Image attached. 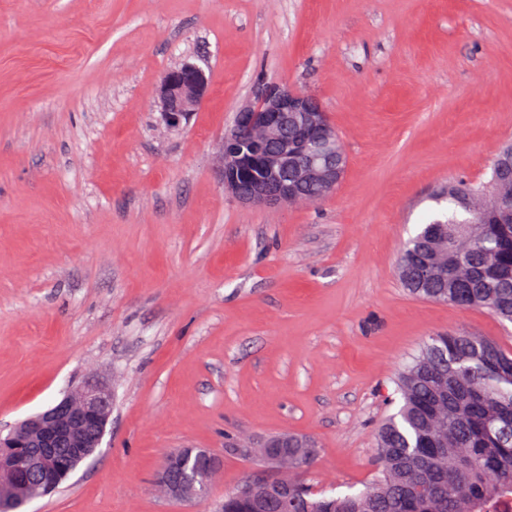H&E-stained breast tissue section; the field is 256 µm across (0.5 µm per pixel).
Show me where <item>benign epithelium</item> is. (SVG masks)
I'll return each instance as SVG.
<instances>
[{
	"instance_id": "obj_1",
	"label": "benign epithelium",
	"mask_w": 512,
	"mask_h": 512,
	"mask_svg": "<svg viewBox=\"0 0 512 512\" xmlns=\"http://www.w3.org/2000/svg\"><path fill=\"white\" fill-rule=\"evenodd\" d=\"M208 90L202 67L185 61L168 70L159 86L161 120L178 129L189 120ZM329 116L312 94L278 83L258 86L254 101L237 112L224 137L221 172L224 188L247 206H279L304 202L303 187L325 196L341 181L344 153ZM112 414V394L87 382L57 404L17 424L0 436V480L12 486L8 506L25 505L49 494L58 484V458L97 448ZM289 436L269 438L262 448H241L257 457L266 473L248 479L245 492L262 512L272 496L280 512H288ZM202 465L201 474L185 469L189 458ZM223 460L190 448L168 456L158 476L169 497L190 500L202 493Z\"/></svg>"
}]
</instances>
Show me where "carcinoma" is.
<instances>
[{"label":"carcinoma","instance_id":"1","mask_svg":"<svg viewBox=\"0 0 512 512\" xmlns=\"http://www.w3.org/2000/svg\"><path fill=\"white\" fill-rule=\"evenodd\" d=\"M490 178L512 191L503 148ZM490 189L448 183L440 208L403 246L397 270L415 296L512 322V223L496 222ZM397 392L399 407L377 433L375 482L363 491L313 490L300 475L315 464L316 444H288L291 512H481L512 496V352L480 336H434ZM224 512H253L252 502L227 493Z\"/></svg>","mask_w":512,"mask_h":512}]
</instances>
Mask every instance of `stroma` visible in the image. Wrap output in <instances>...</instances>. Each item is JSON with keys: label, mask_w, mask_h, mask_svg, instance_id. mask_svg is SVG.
Returning <instances> with one entry per match:
<instances>
[{"label": "stroma", "mask_w": 512, "mask_h": 512, "mask_svg": "<svg viewBox=\"0 0 512 512\" xmlns=\"http://www.w3.org/2000/svg\"><path fill=\"white\" fill-rule=\"evenodd\" d=\"M198 58L188 125L155 106ZM316 96L347 157L315 203L225 190V133L258 83ZM512 141V0H0V429L85 381L112 394L100 448L24 512H219L288 432L306 480L374 476L396 381L441 332L512 349V324L409 294L404 241L449 180ZM180 448L224 460L209 493L155 477Z\"/></svg>", "instance_id": "35a3bbf8"}]
</instances>
